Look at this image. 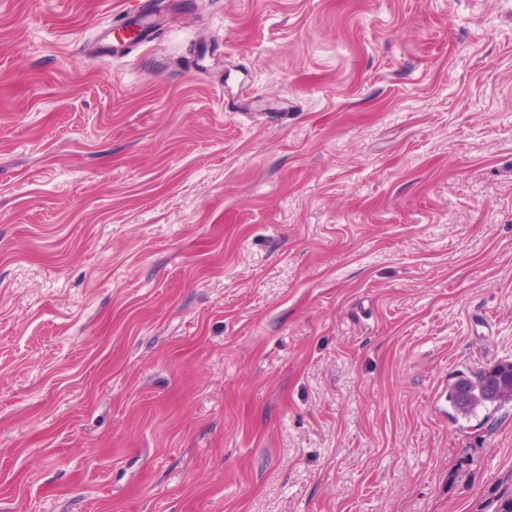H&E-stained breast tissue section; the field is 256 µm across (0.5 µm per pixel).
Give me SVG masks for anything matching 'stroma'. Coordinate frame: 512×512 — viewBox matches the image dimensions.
Instances as JSON below:
<instances>
[{"mask_svg": "<svg viewBox=\"0 0 512 512\" xmlns=\"http://www.w3.org/2000/svg\"><path fill=\"white\" fill-rule=\"evenodd\" d=\"M0 0V512H496L512 0ZM124 21L118 25V28H128L131 27L134 30V34L131 35L128 40L129 43L127 45L119 44L114 40L112 36V32L116 29V26L111 27H103L100 33V44L108 39L109 45L106 47L109 52H112L113 49L115 52L113 53V57L121 55L125 48H129L131 44H137L140 46H144L147 43H150V29L156 23L155 20L147 14H144L141 9L140 11L132 16V17H124ZM508 374L510 375L508 386L499 388L497 392L489 388L492 379L499 383L497 376H500L503 381H506ZM506 400L512 401V363L501 364L487 371H476L473 373V378H462L454 385L449 395V401L464 416L474 415L480 408L495 406Z\"/></svg>", "mask_w": 512, "mask_h": 512, "instance_id": "1", "label": "stroma"}]
</instances>
